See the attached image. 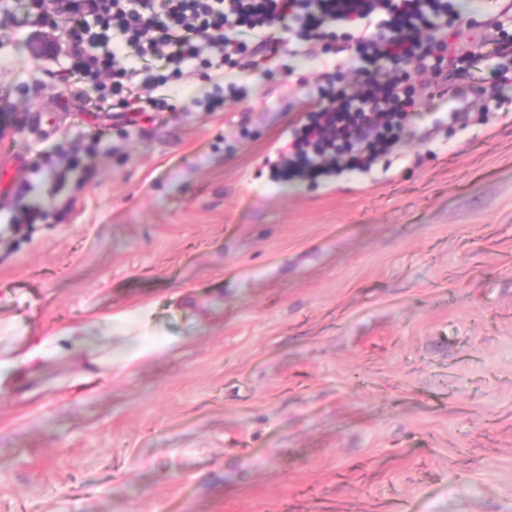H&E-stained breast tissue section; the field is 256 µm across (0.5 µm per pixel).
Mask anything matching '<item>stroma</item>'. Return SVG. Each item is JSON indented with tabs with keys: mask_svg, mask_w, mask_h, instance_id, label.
<instances>
[{
	"mask_svg": "<svg viewBox=\"0 0 512 512\" xmlns=\"http://www.w3.org/2000/svg\"><path fill=\"white\" fill-rule=\"evenodd\" d=\"M451 12L469 110L422 96L370 172L314 180L279 169L324 73L361 83L350 52L121 128L59 31L0 13V322L145 307L172 341L0 385V512H512V0ZM140 338L132 345H126L115 351L112 355V365L127 364L141 357H151L157 361L163 360L170 345L167 339H159L149 333L140 334Z\"/></svg>",
	"mask_w": 512,
	"mask_h": 512,
	"instance_id": "35a3bbf8",
	"label": "stroma"
}]
</instances>
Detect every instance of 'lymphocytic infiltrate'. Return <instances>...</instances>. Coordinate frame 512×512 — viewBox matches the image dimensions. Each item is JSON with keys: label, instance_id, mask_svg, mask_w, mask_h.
Returning a JSON list of instances; mask_svg holds the SVG:
<instances>
[{"label": "lymphocytic infiltrate", "instance_id": "lymphocytic-infiltrate-1", "mask_svg": "<svg viewBox=\"0 0 512 512\" xmlns=\"http://www.w3.org/2000/svg\"><path fill=\"white\" fill-rule=\"evenodd\" d=\"M36 23L63 35V80H76L93 111L134 126L152 112H170L185 84L201 71L239 67L278 70L281 57H310L326 21L357 24L356 55L370 69L353 95L322 90L295 132L287 167L313 177L330 172L337 155L344 170L365 172L392 145V132L417 107V90L390 69L421 61L428 89L447 81L450 36L438 27L448 0H29ZM385 14L388 32L367 29ZM294 21L292 42L277 26ZM160 60L156 71L151 60Z\"/></svg>", "mask_w": 512, "mask_h": 512}]
</instances>
